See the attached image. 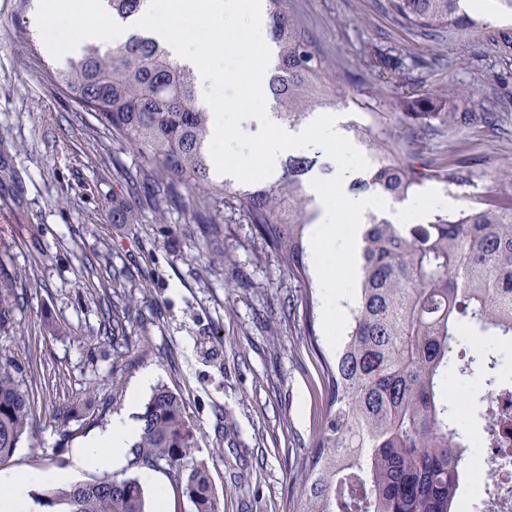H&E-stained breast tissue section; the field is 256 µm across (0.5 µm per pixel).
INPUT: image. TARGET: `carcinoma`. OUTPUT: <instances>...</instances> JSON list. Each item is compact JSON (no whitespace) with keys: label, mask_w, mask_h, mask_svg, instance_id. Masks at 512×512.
I'll return each instance as SVG.
<instances>
[{"label":"carcinoma","mask_w":512,"mask_h":512,"mask_svg":"<svg viewBox=\"0 0 512 512\" xmlns=\"http://www.w3.org/2000/svg\"><path fill=\"white\" fill-rule=\"evenodd\" d=\"M103 3L112 18L126 21L143 0ZM289 3L265 0L274 42L266 89L277 117L296 127L317 110L336 108L337 100L329 91L335 78ZM384 9L425 37L477 24L461 0H386ZM19 38L48 84L89 112L112 140L137 149L158 213L182 207L205 237L217 239L224 235L219 205H228L253 226L256 260L272 252L294 277L308 280L305 236L316 213L304 176L317 156H289L268 184L214 179L212 116L197 102L195 73L155 38L136 32L109 49L91 43L62 68L38 55L26 30ZM368 56L385 86L400 82L399 62L374 49ZM471 103L464 92L440 89L398 96L392 102L398 134L387 139L376 137L382 115L373 113L374 124L359 130L373 163L352 191L401 200L426 181L466 185L468 158L448 154L447 140L495 126V113L474 112ZM400 138L430 158H406ZM361 259L345 341L336 364L322 366L327 407L305 466L299 512H456L465 436L451 422L448 375L489 356L458 350L462 330L512 336V195H488L425 224L372 215ZM31 396L10 359H1L0 461L27 428ZM138 419L142 433L123 473L51 487L42 505L58 512H146L139 473L161 469L193 512H220L208 471L195 457L197 429L180 395L156 387Z\"/></svg>","instance_id":"obj_1"}]
</instances>
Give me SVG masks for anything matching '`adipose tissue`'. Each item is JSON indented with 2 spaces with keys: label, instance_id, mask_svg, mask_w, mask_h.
Returning a JSON list of instances; mask_svg holds the SVG:
<instances>
[{
  "label": "adipose tissue",
  "instance_id": "obj_1",
  "mask_svg": "<svg viewBox=\"0 0 512 512\" xmlns=\"http://www.w3.org/2000/svg\"><path fill=\"white\" fill-rule=\"evenodd\" d=\"M141 433L140 423L131 415L113 418L111 424L98 431L76 450L79 463L95 465L103 471L122 469L127 463V451ZM49 472H27L10 476L7 491L0 495V512H31L30 491L33 486L50 481Z\"/></svg>",
  "mask_w": 512,
  "mask_h": 512
}]
</instances>
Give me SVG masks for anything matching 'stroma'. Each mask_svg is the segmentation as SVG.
<instances>
[{"mask_svg":"<svg viewBox=\"0 0 512 512\" xmlns=\"http://www.w3.org/2000/svg\"><path fill=\"white\" fill-rule=\"evenodd\" d=\"M384 0H291L315 49L336 71V109L347 137L381 112L397 117L394 90H379L367 64L373 46L407 67V90L465 91L482 111L495 101L512 131V15L475 13L474 27L430 39L397 26ZM34 6L0 0V290L13 299L0 355L34 391L28 427L0 476L28 470L63 474L65 484L97 476L75 451L128 404L139 373L184 400L222 512H298L302 478L325 412L322 360H335L322 326L304 328L301 298L323 300L274 254L256 261L252 225L224 215L209 243L180 210L157 214L142 184L144 162L112 140L77 104L49 89L25 54L20 30L38 34ZM470 185L429 181L413 192L434 213L470 198L512 193V141L470 154ZM496 181H486L488 172ZM127 331L112 346V316Z\"/></svg>","mask_w":512,"mask_h":512,"instance_id":"35a3bbf8","label":"stroma"}]
</instances>
